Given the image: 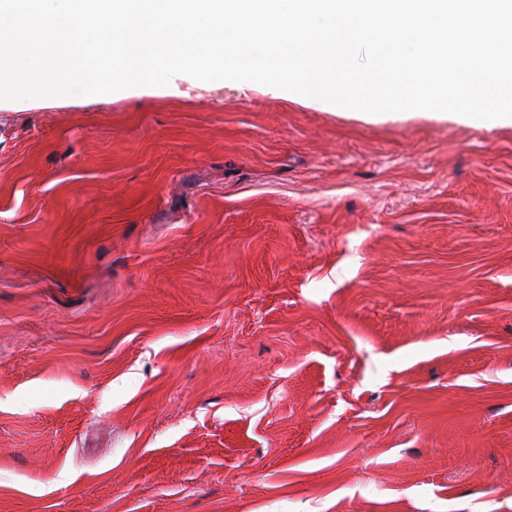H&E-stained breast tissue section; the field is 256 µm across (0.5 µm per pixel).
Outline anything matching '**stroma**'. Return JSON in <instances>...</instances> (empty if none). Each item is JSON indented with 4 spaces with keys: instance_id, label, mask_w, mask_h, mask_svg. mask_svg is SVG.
<instances>
[{
    "instance_id": "obj_1",
    "label": "stroma",
    "mask_w": 512,
    "mask_h": 512,
    "mask_svg": "<svg viewBox=\"0 0 512 512\" xmlns=\"http://www.w3.org/2000/svg\"><path fill=\"white\" fill-rule=\"evenodd\" d=\"M0 512H512V124L0 109Z\"/></svg>"
}]
</instances>
